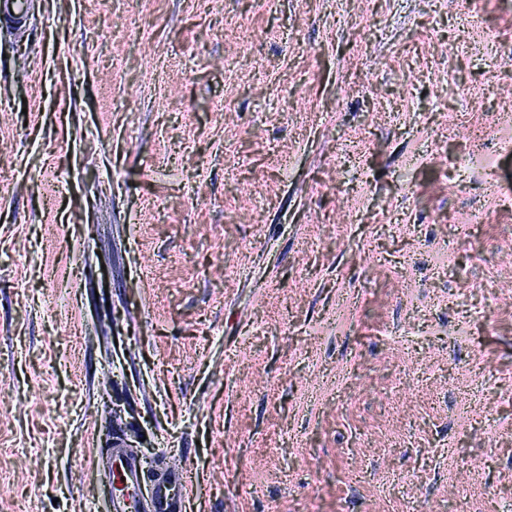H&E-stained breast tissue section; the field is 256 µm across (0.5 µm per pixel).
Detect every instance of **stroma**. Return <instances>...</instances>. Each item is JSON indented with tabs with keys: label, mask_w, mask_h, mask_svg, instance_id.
<instances>
[{
	"label": "stroma",
	"mask_w": 512,
	"mask_h": 512,
	"mask_svg": "<svg viewBox=\"0 0 512 512\" xmlns=\"http://www.w3.org/2000/svg\"><path fill=\"white\" fill-rule=\"evenodd\" d=\"M34 14L0 27V512H109L117 438L195 512H512V0Z\"/></svg>",
	"instance_id": "obj_1"
}]
</instances>
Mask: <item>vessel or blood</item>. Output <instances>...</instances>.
Masks as SVG:
<instances>
[{
    "instance_id": "b4317fda",
    "label": "vessel or blood",
    "mask_w": 512,
    "mask_h": 512,
    "mask_svg": "<svg viewBox=\"0 0 512 512\" xmlns=\"http://www.w3.org/2000/svg\"><path fill=\"white\" fill-rule=\"evenodd\" d=\"M31 0H0V21L17 34H24L30 24ZM112 474L115 479L112 512H131L140 506L142 512H186L192 482L186 471H174L158 478L144 501H137L134 492L143 476L139 458L121 441H114L110 450Z\"/></svg>"
}]
</instances>
